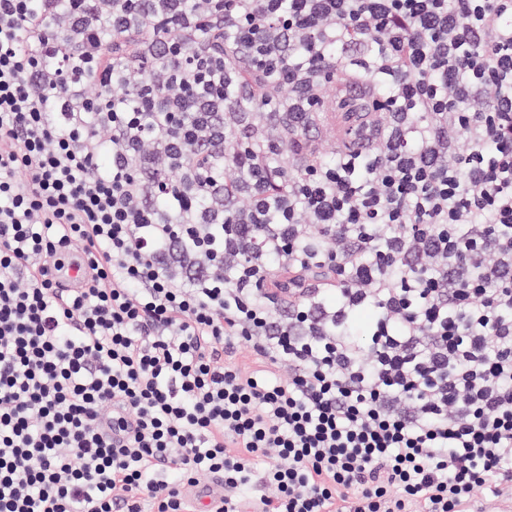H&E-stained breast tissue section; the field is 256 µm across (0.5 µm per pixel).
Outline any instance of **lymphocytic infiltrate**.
<instances>
[{
  "instance_id": "lymphocytic-infiltrate-1",
  "label": "lymphocytic infiltrate",
  "mask_w": 512,
  "mask_h": 512,
  "mask_svg": "<svg viewBox=\"0 0 512 512\" xmlns=\"http://www.w3.org/2000/svg\"><path fill=\"white\" fill-rule=\"evenodd\" d=\"M507 13L0 0V512H195L203 476L222 488L206 512H244L257 484L261 512L511 504ZM106 17L154 66L129 106L93 107L69 77L74 57L102 86L130 74L101 47ZM228 31L275 110L227 105ZM346 34L378 46L394 97L330 168L319 77ZM73 254L91 274L64 291L52 273ZM242 340L248 364L227 358Z\"/></svg>"
}]
</instances>
